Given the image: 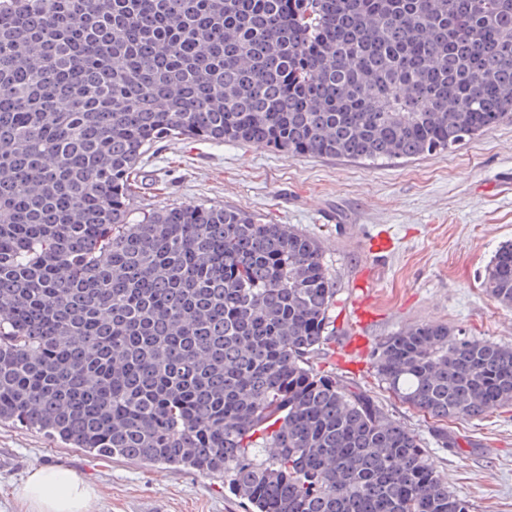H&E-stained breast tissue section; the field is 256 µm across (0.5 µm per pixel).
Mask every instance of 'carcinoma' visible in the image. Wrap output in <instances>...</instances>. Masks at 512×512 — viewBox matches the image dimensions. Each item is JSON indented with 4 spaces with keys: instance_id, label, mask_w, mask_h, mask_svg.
Returning a JSON list of instances; mask_svg holds the SVG:
<instances>
[{
    "instance_id": "carcinoma-1",
    "label": "carcinoma",
    "mask_w": 512,
    "mask_h": 512,
    "mask_svg": "<svg viewBox=\"0 0 512 512\" xmlns=\"http://www.w3.org/2000/svg\"><path fill=\"white\" fill-rule=\"evenodd\" d=\"M512 120V0H0V421L224 478L251 512H471L417 435L309 359L318 242L134 213L169 140L368 164ZM512 306V242L485 270ZM379 377L431 419L512 406V346L419 324Z\"/></svg>"
}]
</instances>
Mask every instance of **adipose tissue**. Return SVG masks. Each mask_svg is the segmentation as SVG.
Instances as JSON below:
<instances>
[{"label": "adipose tissue", "instance_id": "1", "mask_svg": "<svg viewBox=\"0 0 512 512\" xmlns=\"http://www.w3.org/2000/svg\"><path fill=\"white\" fill-rule=\"evenodd\" d=\"M22 494L30 512H88L93 490L71 471L44 465L29 471Z\"/></svg>", "mask_w": 512, "mask_h": 512}]
</instances>
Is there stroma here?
<instances>
[{
    "instance_id": "obj_1",
    "label": "stroma",
    "mask_w": 512,
    "mask_h": 512,
    "mask_svg": "<svg viewBox=\"0 0 512 512\" xmlns=\"http://www.w3.org/2000/svg\"><path fill=\"white\" fill-rule=\"evenodd\" d=\"M170 203L241 209L259 223L288 224L316 239L337 293L334 329L313 356L314 367L367 391L413 430L473 512H512V407L437 422L391 396L375 368L383 341L432 321L512 344V308L483 287L496 249L512 241V121L450 151L374 165L290 157L254 144L162 142L145 158L134 207ZM380 240L390 242L387 252H376ZM366 294L381 309L368 325L357 317ZM351 336L367 344L356 364L336 358ZM39 465L68 469L89 483L90 512H248L223 479L100 459L8 422H0V512H27L21 487Z\"/></svg>"
}]
</instances>
